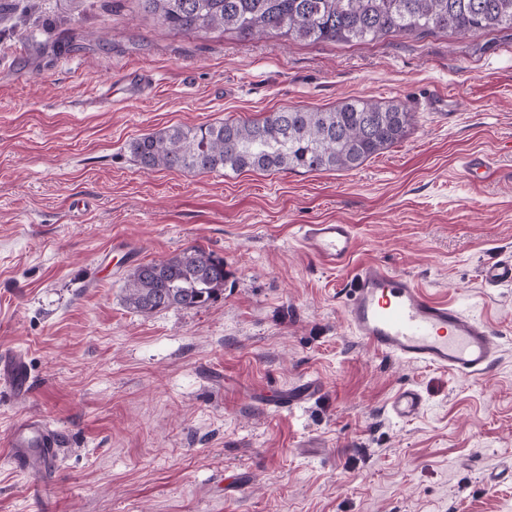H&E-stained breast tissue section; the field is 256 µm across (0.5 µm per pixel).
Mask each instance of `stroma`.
Returning a JSON list of instances; mask_svg holds the SVG:
<instances>
[{
  "instance_id": "obj_1",
  "label": "stroma",
  "mask_w": 512,
  "mask_h": 512,
  "mask_svg": "<svg viewBox=\"0 0 512 512\" xmlns=\"http://www.w3.org/2000/svg\"><path fill=\"white\" fill-rule=\"evenodd\" d=\"M152 74L110 103L104 83ZM448 96L445 112L432 101ZM347 98L397 101L405 139L349 171L144 172L129 143L172 125L259 119ZM490 167L466 177V158ZM303 224H350L377 261L457 303L500 355L464 379L374 352L344 312L350 269L304 251ZM215 252L223 294L148 315L138 264ZM512 31L392 35L367 45L188 35L138 0H9L0 13V512H512ZM314 378L289 412L261 393ZM417 388L423 412L387 403ZM37 417L59 465L17 468ZM485 287L512 285V257L483 266L479 274ZM23 365L24 357L19 352L13 353L8 359H2L3 376L16 390L24 389L28 383ZM424 408V399L419 390L413 387H404L398 390L389 404V412L401 421L416 418ZM63 446L61 435L37 419H27L13 430L11 448H14V461L35 454L46 462H56Z\"/></svg>"
}]
</instances>
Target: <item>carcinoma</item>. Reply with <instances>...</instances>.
Segmentation results:
<instances>
[{
    "label": "carcinoma",
    "mask_w": 512,
    "mask_h": 512,
    "mask_svg": "<svg viewBox=\"0 0 512 512\" xmlns=\"http://www.w3.org/2000/svg\"><path fill=\"white\" fill-rule=\"evenodd\" d=\"M160 24L242 40L369 43L440 31L512 29V0H141ZM414 121L400 103L347 98L332 109L284 108L262 119L169 126L130 142L140 168L238 173L352 170L401 141ZM224 258L199 247L141 263L126 302L141 313L197 308L224 291Z\"/></svg>",
    "instance_id": "cac0c4a2"
}]
</instances>
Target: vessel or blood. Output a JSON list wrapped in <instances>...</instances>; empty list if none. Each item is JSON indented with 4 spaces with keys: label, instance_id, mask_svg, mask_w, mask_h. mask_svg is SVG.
Returning <instances> with one entry per match:
<instances>
[{
    "label": "vessel or blood",
    "instance_id": "vessel-or-blood-1",
    "mask_svg": "<svg viewBox=\"0 0 512 512\" xmlns=\"http://www.w3.org/2000/svg\"><path fill=\"white\" fill-rule=\"evenodd\" d=\"M301 242L307 253L327 266H351V292L344 311L352 332L375 352L446 369L463 378L485 375L496 363L494 332L484 322L453 303L433 299L410 278L378 263L351 265L356 248L352 225L308 224L302 228ZM479 277L487 287L511 286L512 257L483 266ZM23 365L18 352L0 361V374L17 390L28 383ZM320 390L318 380L306 379L279 392L268 405L288 411ZM423 408L424 399L413 387L398 390L389 404L391 415L402 421L416 418ZM11 446L16 459L35 454L54 462L63 440L40 420L28 419L14 428Z\"/></svg>",
    "mask_w": 512,
    "mask_h": 512
}]
</instances>
